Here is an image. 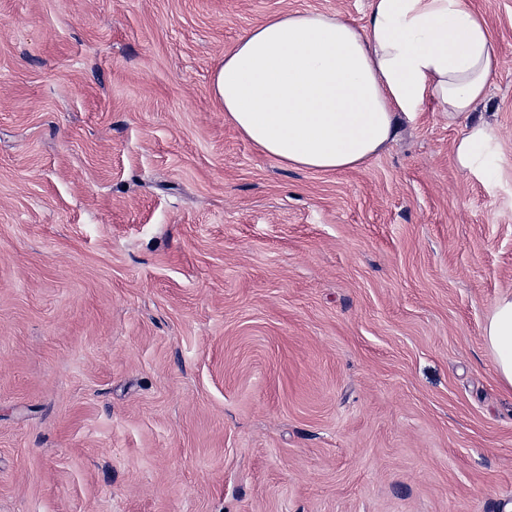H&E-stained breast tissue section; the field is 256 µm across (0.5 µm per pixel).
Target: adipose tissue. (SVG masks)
Masks as SVG:
<instances>
[{
  "instance_id": "adipose-tissue-1",
  "label": "adipose tissue",
  "mask_w": 512,
  "mask_h": 512,
  "mask_svg": "<svg viewBox=\"0 0 512 512\" xmlns=\"http://www.w3.org/2000/svg\"><path fill=\"white\" fill-rule=\"evenodd\" d=\"M498 63L471 0H372L362 28L319 11L270 17L225 53L213 95L235 131L281 165L337 172L381 152L399 116L428 99L469 116ZM499 142L496 127L471 123L453 146L456 167L496 185ZM483 336L512 388V292L496 300Z\"/></svg>"
}]
</instances>
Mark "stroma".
I'll return each instance as SVG.
<instances>
[{
	"mask_svg": "<svg viewBox=\"0 0 512 512\" xmlns=\"http://www.w3.org/2000/svg\"><path fill=\"white\" fill-rule=\"evenodd\" d=\"M471 118L287 168L212 76L290 11L371 0H0V512H504L512 0ZM500 132L493 187L461 172ZM499 142L496 127L486 122L471 123L454 143L456 167L489 186L496 185L501 175ZM483 336L494 357L499 379L512 388V292L503 293L496 300L485 322Z\"/></svg>",
	"mask_w": 512,
	"mask_h": 512,
	"instance_id": "obj_1",
	"label": "stroma"
}]
</instances>
